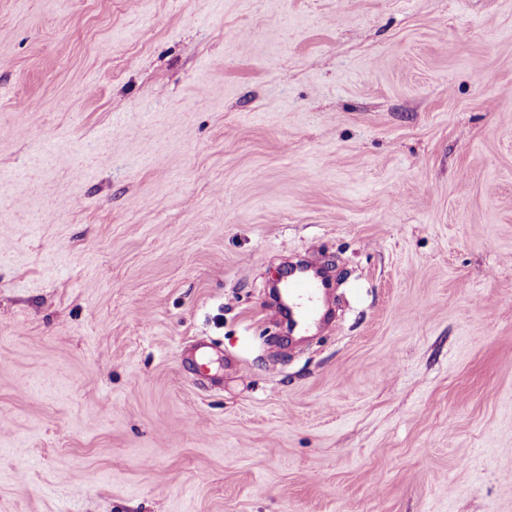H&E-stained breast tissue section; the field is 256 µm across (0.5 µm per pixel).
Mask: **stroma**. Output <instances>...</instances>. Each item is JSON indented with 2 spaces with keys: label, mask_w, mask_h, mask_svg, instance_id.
<instances>
[{
  "label": "stroma",
  "mask_w": 512,
  "mask_h": 512,
  "mask_svg": "<svg viewBox=\"0 0 512 512\" xmlns=\"http://www.w3.org/2000/svg\"><path fill=\"white\" fill-rule=\"evenodd\" d=\"M0 512H512V0H0ZM311 270L299 268L292 270L288 281L282 286L288 308V316L296 322L295 335H307L321 320L319 295L325 289L320 278L314 275V270L321 266L308 262Z\"/></svg>",
  "instance_id": "1"
}]
</instances>
